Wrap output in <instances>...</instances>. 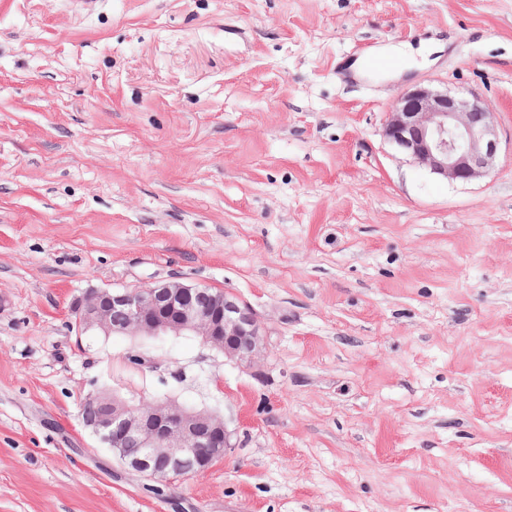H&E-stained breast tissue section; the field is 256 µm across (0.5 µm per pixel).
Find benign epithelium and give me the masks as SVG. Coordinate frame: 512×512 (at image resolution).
Instances as JSON below:
<instances>
[{"instance_id":"obj_1","label":"benign epithelium","mask_w":512,"mask_h":512,"mask_svg":"<svg viewBox=\"0 0 512 512\" xmlns=\"http://www.w3.org/2000/svg\"><path fill=\"white\" fill-rule=\"evenodd\" d=\"M497 113L481 98L458 97L428 85L408 87L383 127L384 138L431 174L470 183L493 168L499 142ZM113 310L127 321L114 325ZM76 335L97 333L195 336L224 359L251 367L263 357L267 335L255 310L237 296L181 280L135 288L91 289L70 307ZM99 416L85 426L128 469L166 486L185 476L184 459L198 448L210 449L197 472L207 471L235 447L233 432L217 413L195 409L173 398L135 404L114 393L95 392ZM135 438L144 455L127 460L122 448Z\"/></svg>"}]
</instances>
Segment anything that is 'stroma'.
<instances>
[{
  "instance_id": "35a3bbf8",
  "label": "stroma",
  "mask_w": 512,
  "mask_h": 512,
  "mask_svg": "<svg viewBox=\"0 0 512 512\" xmlns=\"http://www.w3.org/2000/svg\"><path fill=\"white\" fill-rule=\"evenodd\" d=\"M419 83L492 106L488 176L384 139ZM175 277L264 359L76 337L89 289ZM165 381L238 446L157 495L80 405ZM0 512H512V0H0Z\"/></svg>"
}]
</instances>
